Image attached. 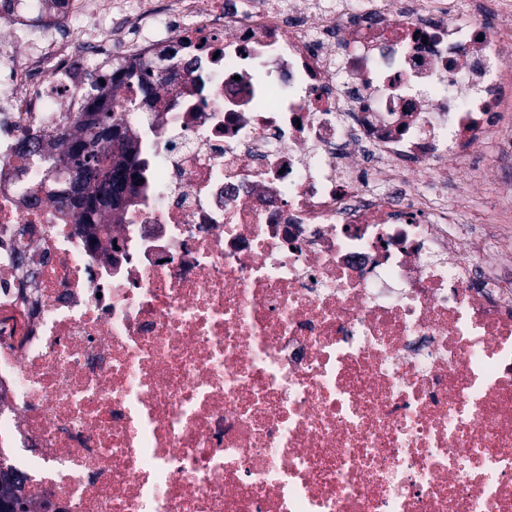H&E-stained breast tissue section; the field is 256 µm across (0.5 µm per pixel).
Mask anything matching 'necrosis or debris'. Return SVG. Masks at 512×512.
<instances>
[{"mask_svg": "<svg viewBox=\"0 0 512 512\" xmlns=\"http://www.w3.org/2000/svg\"><path fill=\"white\" fill-rule=\"evenodd\" d=\"M95 68L147 162L117 224L53 195ZM504 262L512 0H0V446L34 512H512Z\"/></svg>", "mask_w": 512, "mask_h": 512, "instance_id": "obj_1", "label": "necrosis or debris"}]
</instances>
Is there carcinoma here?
<instances>
[{
  "label": "carcinoma",
  "instance_id": "carcinoma-1",
  "mask_svg": "<svg viewBox=\"0 0 512 512\" xmlns=\"http://www.w3.org/2000/svg\"><path fill=\"white\" fill-rule=\"evenodd\" d=\"M99 115L100 130L92 132L88 118ZM77 137L59 150L58 161L75 168L77 189L86 199L85 223L91 217H106L121 207L122 197L132 200L144 182L146 162L134 156L136 137L114 122L107 97L97 107L81 115L76 123ZM17 483H0V512H30L25 500L12 493Z\"/></svg>",
  "mask_w": 512,
  "mask_h": 512
}]
</instances>
